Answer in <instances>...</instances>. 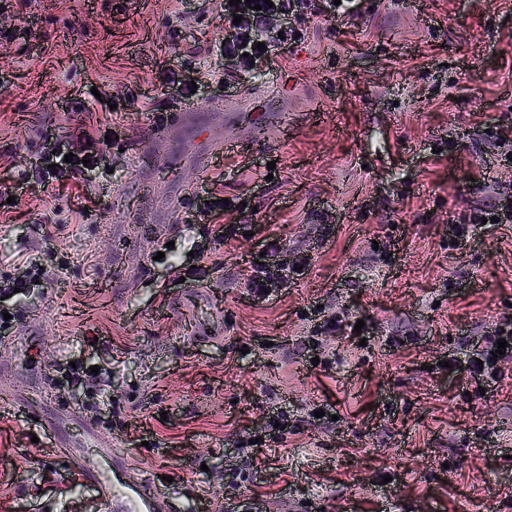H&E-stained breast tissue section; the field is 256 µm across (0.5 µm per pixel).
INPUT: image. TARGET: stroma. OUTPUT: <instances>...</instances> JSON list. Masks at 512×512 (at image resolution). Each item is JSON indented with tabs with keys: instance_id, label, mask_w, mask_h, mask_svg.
<instances>
[{
	"instance_id": "stroma-1",
	"label": "stroma",
	"mask_w": 512,
	"mask_h": 512,
	"mask_svg": "<svg viewBox=\"0 0 512 512\" xmlns=\"http://www.w3.org/2000/svg\"><path fill=\"white\" fill-rule=\"evenodd\" d=\"M365 5L232 93L209 76L224 66L217 0L0 13V30L27 34L0 45V281L23 278L24 250L50 272L0 295V386L27 407L0 417V512H101L55 433L132 457L175 512H512V362L486 389L446 365L512 320V224L448 241L486 186L512 184L498 147L467 136L512 122V0ZM168 68L196 83L193 109L138 113L164 99ZM261 112L287 127L260 131ZM84 127L104 137L96 168L46 196L34 169L61 164L48 144ZM228 136L237 151L203 166ZM218 173L220 232L199 214ZM301 251L305 274L255 303L251 260L288 268ZM200 294L225 316L208 337ZM317 305L360 335L328 333ZM302 338L315 356L295 355ZM280 407L304 417L300 434L272 428Z\"/></svg>"
}]
</instances>
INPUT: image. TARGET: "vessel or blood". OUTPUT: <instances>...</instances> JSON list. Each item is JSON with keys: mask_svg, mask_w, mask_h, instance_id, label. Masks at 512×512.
<instances>
[{"mask_svg": "<svg viewBox=\"0 0 512 512\" xmlns=\"http://www.w3.org/2000/svg\"><path fill=\"white\" fill-rule=\"evenodd\" d=\"M53 451L96 493L102 512H172L166 493L145 479L133 460L112 453L84 455L60 443Z\"/></svg>", "mask_w": 512, "mask_h": 512, "instance_id": "b4317fda", "label": "vessel or blood"}]
</instances>
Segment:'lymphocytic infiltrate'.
Masks as SVG:
<instances>
[{
  "instance_id": "1",
  "label": "lymphocytic infiltrate",
  "mask_w": 512,
  "mask_h": 512,
  "mask_svg": "<svg viewBox=\"0 0 512 512\" xmlns=\"http://www.w3.org/2000/svg\"><path fill=\"white\" fill-rule=\"evenodd\" d=\"M260 0L240 7L221 0L218 18L224 24V69L217 74V83L225 91L237 90L261 64H274L277 58L291 51L298 25L302 22H323L363 13L364 0H272V7H260ZM241 22H234V15ZM512 224V184L498 186L488 202L455 226L457 237H465L471 225L485 219ZM505 340V357L512 361V321L502 323L495 339ZM495 339L482 344L462 342L458 354L463 359L471 380L481 383L490 376L495 363Z\"/></svg>"
}]
</instances>
